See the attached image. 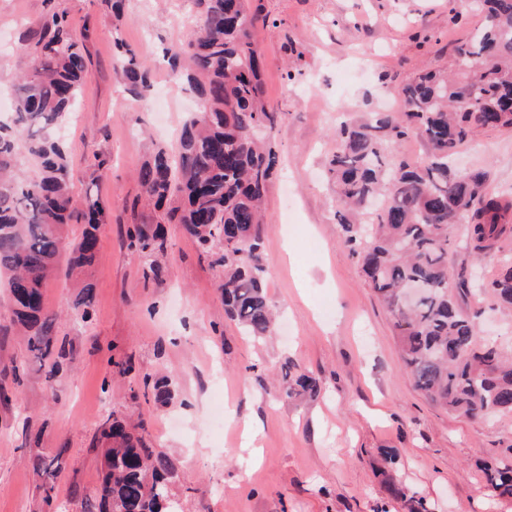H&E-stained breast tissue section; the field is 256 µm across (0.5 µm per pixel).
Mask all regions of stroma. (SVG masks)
<instances>
[{"label": "stroma", "instance_id": "35a3bbf8", "mask_svg": "<svg viewBox=\"0 0 512 512\" xmlns=\"http://www.w3.org/2000/svg\"><path fill=\"white\" fill-rule=\"evenodd\" d=\"M85 33L88 68L66 131L76 200L93 194L111 212L99 230L91 270L89 321L71 307L73 288L56 275L44 290L58 316L55 338L68 360L54 380L22 337L8 332L0 306V512H80L82 492L98 486L104 421L140 422L147 443L176 463L182 512H408L387 500L393 479L424 497L430 512H512V498L487 489L484 463L512 461V413L476 421L430 404L403 367L394 320L363 277L336 215L326 175L337 124L363 113L399 111L385 103L394 87L425 69L450 71L452 46L482 23L448 20V0H249L260 16L264 99L280 120L269 134L280 164L265 199L262 258L276 332L257 340L224 312L219 269L180 225L166 234V273L143 276L127 247L128 224L155 218L141 205L138 172L159 149L175 150L198 108L185 85L169 90L171 125L160 129L148 101L129 96L114 72L121 39L166 81L164 47L196 29L193 0H127L121 18L99 0H56ZM45 0H0V74L13 70L21 24L38 22ZM104 167H96V157ZM459 171L483 169L490 190L512 191V130L484 131L461 148ZM464 225L448 250V290L464 311L490 299L460 295L473 256ZM131 361L130 374L118 363ZM321 383L313 398L280 400L272 380L284 362ZM171 396L158 401L153 381ZM39 442H31L33 434ZM397 453L395 464L384 461ZM42 457L49 479L32 465ZM52 504H45L44 495Z\"/></svg>", "mask_w": 512, "mask_h": 512}]
</instances>
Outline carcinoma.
<instances>
[{
  "mask_svg": "<svg viewBox=\"0 0 512 512\" xmlns=\"http://www.w3.org/2000/svg\"><path fill=\"white\" fill-rule=\"evenodd\" d=\"M197 30L166 50L170 74L186 81L203 102L188 119L177 152H155L138 179L158 213L152 224L127 228L130 246L149 258L145 275L164 277L160 260L166 224H178L222 269L227 315L256 339L272 332L275 317L266 289L261 250L262 212L278 165L264 132L278 114L262 98L261 59L247 0H196ZM483 26L453 49L456 73L419 74L398 87L402 110L369 112L336 130L328 175L336 183L341 224L359 245L365 277L394 319L401 358L415 387L434 406L470 420L512 412V357L496 345H477L482 310L464 312L448 293V247L458 224L467 225L476 257L501 252L512 231V196L490 191L480 169L458 174L449 159L488 129L512 130V0H472ZM11 119L0 121V271L11 273L7 302L27 349L60 369L56 317L43 306V290L59 270L62 239L77 211L67 151L58 140L74 111L88 64L86 37L54 7L19 32ZM117 78L143 98L152 70L121 39H114ZM410 135L427 141L426 160L386 162ZM32 162L33 179L19 172ZM85 227L68 253L64 275L77 292L81 319L90 317L97 230L110 219L101 199L86 194ZM422 288L407 307L406 284ZM496 305L512 309V258H503L484 288ZM280 398L314 397L319 380L288 361L277 380ZM103 470L85 494L82 512H178L172 492L174 462L146 445L136 426L115 416L101 427ZM491 491L512 497V464L485 467Z\"/></svg>",
  "mask_w": 512,
  "mask_h": 512,
  "instance_id": "1",
  "label": "carcinoma"
}]
</instances>
